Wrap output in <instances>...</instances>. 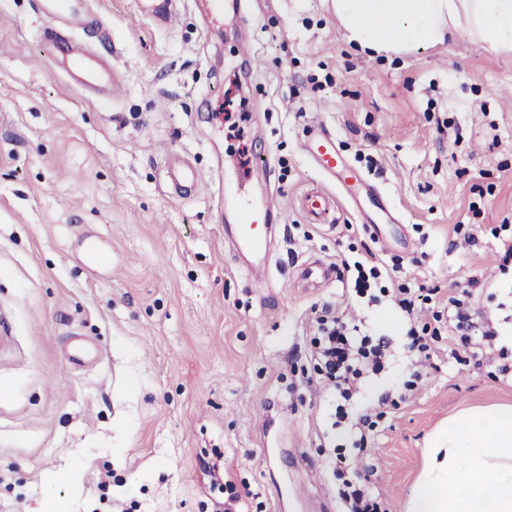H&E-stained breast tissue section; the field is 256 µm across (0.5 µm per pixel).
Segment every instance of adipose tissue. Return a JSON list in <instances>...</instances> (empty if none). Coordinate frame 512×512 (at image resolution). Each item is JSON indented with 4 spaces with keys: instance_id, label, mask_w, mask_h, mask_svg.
<instances>
[{
    "instance_id": "1",
    "label": "adipose tissue",
    "mask_w": 512,
    "mask_h": 512,
    "mask_svg": "<svg viewBox=\"0 0 512 512\" xmlns=\"http://www.w3.org/2000/svg\"><path fill=\"white\" fill-rule=\"evenodd\" d=\"M351 45L368 59L420 52L467 31L491 55H512V0H331ZM406 512H512V407L469 409L427 450Z\"/></svg>"
}]
</instances>
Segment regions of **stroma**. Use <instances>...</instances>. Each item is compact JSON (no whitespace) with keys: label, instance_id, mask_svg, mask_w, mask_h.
I'll return each mask as SVG.
<instances>
[{"label":"stroma","instance_id":"obj_1","mask_svg":"<svg viewBox=\"0 0 512 512\" xmlns=\"http://www.w3.org/2000/svg\"><path fill=\"white\" fill-rule=\"evenodd\" d=\"M176 0L175 25L133 22L138 0H92L120 50L104 101L51 65L42 0H0V512H343V480L380 512H405L433 435L472 407L512 405V353L474 356L512 326V58L467 33L394 61L356 55L329 0H257L266 63L244 76L233 14ZM261 107L227 135L239 99ZM318 124L389 195L402 221L386 248L346 205L332 224L297 209L276 224L270 287L240 270L211 182L171 195V167L251 170L239 193L294 198L320 185L302 146ZM375 269L366 294L332 275L284 295L307 262ZM476 311L467 339L452 288ZM428 302L411 313L397 289ZM348 311L389 340L385 370L342 402L311 357L317 317ZM435 333L427 376L410 331ZM369 414L364 446L349 418ZM448 327L451 328V331L460 333L461 338L468 335L474 327L471 308L456 296L448 298Z\"/></svg>","mask_w":512,"mask_h":512}]
</instances>
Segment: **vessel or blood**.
I'll return each instance as SVG.
<instances>
[{
    "instance_id": "obj_1",
    "label": "vessel or blood",
    "mask_w": 512,
    "mask_h": 512,
    "mask_svg": "<svg viewBox=\"0 0 512 512\" xmlns=\"http://www.w3.org/2000/svg\"><path fill=\"white\" fill-rule=\"evenodd\" d=\"M43 2L44 14L53 25L45 37L52 62L64 72L77 91L104 97L111 96L118 79L114 63L78 42L74 35L75 30L100 25V16L90 8L88 0ZM171 3L172 0H145L141 14L153 22L168 23L173 16ZM303 149L318 171L347 194L362 223L366 227L377 228V221L362 209L361 202L366 199L375 207H382L383 194L343 157L336 146V138L329 129L318 127ZM170 180L174 193L181 194L203 182L204 175L195 168L186 167L173 172ZM298 207L314 223L322 224L334 211L335 198L327 190L317 187L299 199ZM280 213L279 205L265 198L243 212L238 223L224 227L226 240L252 271L255 280L260 282L265 279L264 271L271 256V220ZM329 277V267L307 263L289 277L288 285L292 288H302L308 281L326 280Z\"/></svg>"
}]
</instances>
